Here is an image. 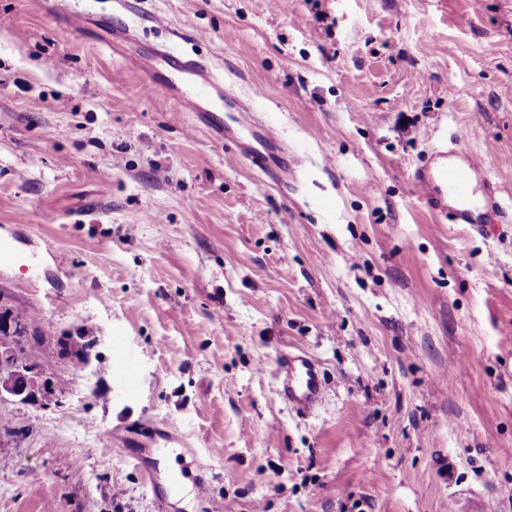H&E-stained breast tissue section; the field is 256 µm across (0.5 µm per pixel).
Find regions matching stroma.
I'll list each match as a JSON object with an SVG mask.
<instances>
[{
	"mask_svg": "<svg viewBox=\"0 0 512 512\" xmlns=\"http://www.w3.org/2000/svg\"><path fill=\"white\" fill-rule=\"evenodd\" d=\"M71 3L132 38L0 0V236L28 257L0 302L53 386L0 402V512H158L132 456L162 429L208 484L171 512H512V222L449 223L413 181L463 131L512 205V0ZM160 45L276 128L286 177L145 75ZM278 392L296 409L311 412L323 399V383L316 364L304 356H284L275 371Z\"/></svg>",
	"mask_w": 512,
	"mask_h": 512,
	"instance_id": "1",
	"label": "stroma"
}]
</instances>
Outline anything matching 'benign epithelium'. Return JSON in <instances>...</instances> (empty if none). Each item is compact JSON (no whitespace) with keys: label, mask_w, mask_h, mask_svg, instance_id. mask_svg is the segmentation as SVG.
Returning <instances> with one entry per match:
<instances>
[{"label":"benign epithelium","mask_w":512,"mask_h":512,"mask_svg":"<svg viewBox=\"0 0 512 512\" xmlns=\"http://www.w3.org/2000/svg\"><path fill=\"white\" fill-rule=\"evenodd\" d=\"M14 328L11 319L0 321V400L8 396L23 404L37 402L47 397L49 388L35 369L19 362L11 336Z\"/></svg>","instance_id":"obj_1"}]
</instances>
